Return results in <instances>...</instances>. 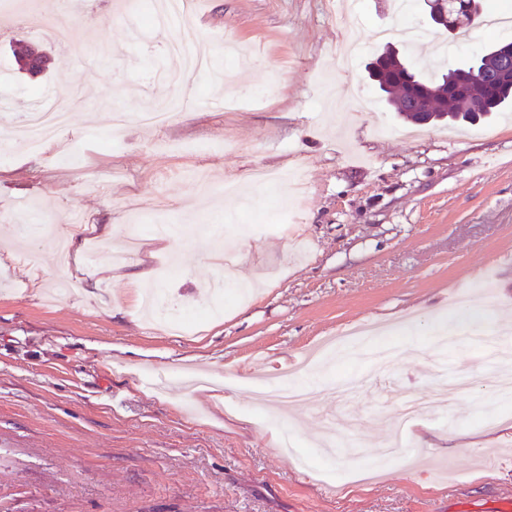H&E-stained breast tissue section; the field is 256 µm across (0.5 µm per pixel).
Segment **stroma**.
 <instances>
[{
    "label": "stroma",
    "instance_id": "stroma-1",
    "mask_svg": "<svg viewBox=\"0 0 512 512\" xmlns=\"http://www.w3.org/2000/svg\"><path fill=\"white\" fill-rule=\"evenodd\" d=\"M149 2L97 0L101 27L69 18L66 47L27 26L0 36L10 112L39 90L83 96L40 153L0 144V512H493L512 496V396L493 386L411 424L405 454L376 455L399 425L390 387L419 395L493 371L494 349L512 344V109L396 136L403 122L367 65L389 44L433 74L409 32L428 26L423 0L404 16L394 0L353 14L336 0H197L191 34L217 69L225 38L250 52L232 79L254 104L225 111L197 73L166 128L116 135L114 108L175 96L173 35L151 27ZM18 39L48 47L46 75L16 72ZM352 41L360 53L340 68ZM294 167L305 188L285 229L288 186L247 206L217 190ZM133 223L138 248L113 266ZM215 279L255 293L178 334L139 305L150 284L176 309L206 306ZM456 292L466 309L449 307ZM400 317L420 339L385 373L373 342L335 357L330 378L362 381L348 400H260L323 338ZM459 319L469 332L434 343ZM330 417L357 447L326 453Z\"/></svg>",
    "mask_w": 512,
    "mask_h": 512
}]
</instances>
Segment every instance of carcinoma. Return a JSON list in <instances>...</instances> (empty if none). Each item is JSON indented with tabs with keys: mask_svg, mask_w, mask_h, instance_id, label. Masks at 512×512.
<instances>
[{
	"mask_svg": "<svg viewBox=\"0 0 512 512\" xmlns=\"http://www.w3.org/2000/svg\"><path fill=\"white\" fill-rule=\"evenodd\" d=\"M474 2L476 0H424L429 17L436 14L448 17L444 29L452 36L472 25ZM496 51L493 47L470 64L429 77L416 75L401 59L386 68L378 86L386 94L388 104L401 116L427 109L436 99V93L442 92L446 99L440 111L448 114L453 122L472 123L500 111L512 101V82L502 79L497 71L485 65V57ZM13 55L20 69L31 74H39L46 68L47 53L35 47L20 43Z\"/></svg>",
	"mask_w": 512,
	"mask_h": 512,
	"instance_id": "carcinoma-1",
	"label": "carcinoma"
}]
</instances>
